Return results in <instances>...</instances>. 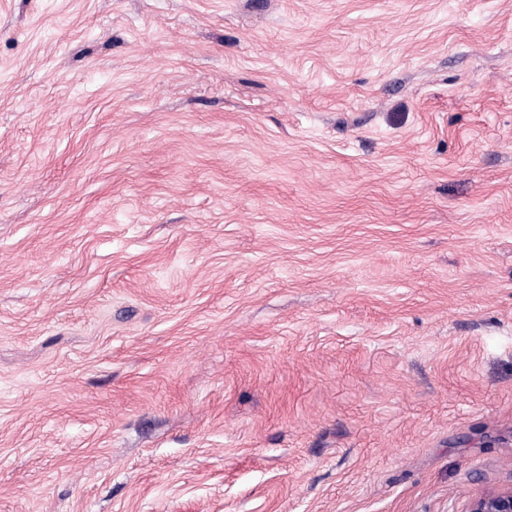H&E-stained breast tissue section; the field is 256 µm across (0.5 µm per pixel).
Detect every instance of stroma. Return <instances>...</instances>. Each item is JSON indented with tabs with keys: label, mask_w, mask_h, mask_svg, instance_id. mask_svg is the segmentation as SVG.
Returning a JSON list of instances; mask_svg holds the SVG:
<instances>
[{
	"label": "stroma",
	"mask_w": 512,
	"mask_h": 512,
	"mask_svg": "<svg viewBox=\"0 0 512 512\" xmlns=\"http://www.w3.org/2000/svg\"><path fill=\"white\" fill-rule=\"evenodd\" d=\"M510 487L512 0H0V512Z\"/></svg>",
	"instance_id": "stroma-1"
}]
</instances>
